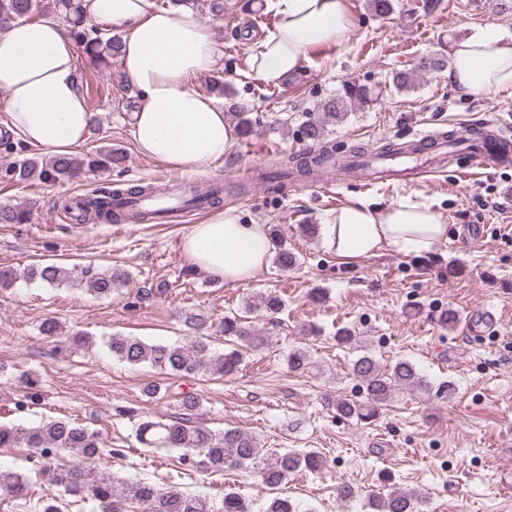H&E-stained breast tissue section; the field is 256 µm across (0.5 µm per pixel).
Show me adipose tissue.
I'll list each match as a JSON object with an SVG mask.
<instances>
[{"mask_svg": "<svg viewBox=\"0 0 512 512\" xmlns=\"http://www.w3.org/2000/svg\"><path fill=\"white\" fill-rule=\"evenodd\" d=\"M278 18L256 42L251 74L268 85L301 71L312 50L342 45L354 31L348 0H269ZM87 17L122 27L121 66L137 91L132 137L137 151L165 166L205 174L222 161L239 132L215 98L193 86L214 69L220 50L191 10L150 8L148 0H83ZM448 82L463 94L512 83V33L494 23L470 26L448 48ZM77 43L58 20L16 21L0 28V89L6 125L21 143L70 155L89 135L92 114L78 90ZM448 226L430 205L401 201L378 209L359 202L323 226V244L341 258L435 251ZM274 244L263 224L216 210L185 237L191 263L231 283L266 268Z\"/></svg>", "mask_w": 512, "mask_h": 512, "instance_id": "ef3b65f1", "label": "adipose tissue"}]
</instances>
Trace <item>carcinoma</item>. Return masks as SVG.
Returning <instances> with one entry per match:
<instances>
[{"label":"carcinoma","instance_id":"obj_1","mask_svg":"<svg viewBox=\"0 0 512 512\" xmlns=\"http://www.w3.org/2000/svg\"><path fill=\"white\" fill-rule=\"evenodd\" d=\"M58 7L74 32L77 44L91 61L109 65L120 55L122 42L112 36L103 38L101 28L87 24L81 0H57ZM38 9V0H0V20H29ZM448 67V59L436 52L419 56L414 72H397L392 83L397 88L410 86L413 73L430 74ZM375 100L374 88L346 82L336 96L319 105L322 117L307 119L301 124L304 137L311 141L325 138V127L330 121L341 119L345 112L357 106H365ZM332 151L320 155L305 154L288 166H277L275 177L286 180L323 174ZM122 153L109 150L95 156H62L45 164L26 159L19 167L8 168L0 176L10 181H23L32 177L42 182L70 180L85 169L93 170L107 165L122 164ZM184 196V206L201 207L222 201L224 186L211 184L208 192L201 196L190 188L177 187ZM162 193L153 183H140L128 187H115L88 193L81 199L86 215L98 221H112L115 213L112 201L119 197L142 198ZM29 213L21 207H0V224H25ZM29 281L39 280L50 285H60L71 279V272L56 265L32 266L23 272ZM86 291L97 297H108L112 290L124 285L129 276L117 269L83 272ZM284 307V300L277 295L259 293L245 306L246 312L258 309L277 313ZM244 317L226 315L220 324L224 344L228 348L221 354L211 348L207 336H196L187 345L163 342L147 343L136 336H113L108 342L111 356L131 366L149 365L174 378L195 376L200 373L228 375L239 368L244 354L266 343V337L243 324ZM309 365L307 352L301 347L288 351V368L292 372L304 370ZM351 374L362 389V399L336 401V414L364 422L376 417L389 405L396 393L406 391L422 396L452 397L454 383L450 380L434 384L409 360L399 359L390 366H382L368 354L357 356L351 366ZM180 413L164 420H146L138 423L136 438L147 448H179L201 450L207 467L214 472L226 467L253 468L269 487L281 486L288 476L296 471H314L321 465V457L315 451H286L268 455L261 440L254 434L238 428H226L215 432L194 421L201 408V400L186 392L179 399ZM0 447L38 448L42 462L40 474L64 488L67 494L81 499H91L98 504L100 512H125V502L132 498L141 505V512H214L209 501L200 495L185 494L175 488H160L147 482H131L100 473L96 464L104 456L102 441L95 430L81 424L61 419L41 422L33 428L0 422ZM62 451L73 452L82 458L80 462L67 463L59 457ZM27 488L26 478L8 467H0V490L15 496ZM419 495L411 490L392 486L384 492L367 496L366 512H421ZM221 512H250L246 502L232 489L224 491ZM265 512H298V506L287 495H280L270 502Z\"/></svg>","mask_w":512,"mask_h":512}]
</instances>
